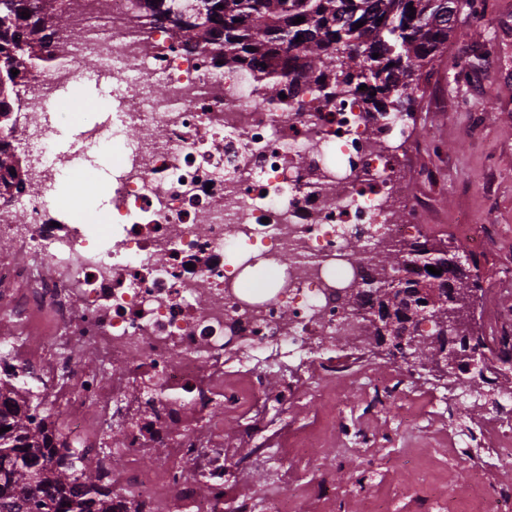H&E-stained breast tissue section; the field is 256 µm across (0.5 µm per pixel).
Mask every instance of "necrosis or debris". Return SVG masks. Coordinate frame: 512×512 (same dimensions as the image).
I'll return each instance as SVG.
<instances>
[{"mask_svg":"<svg viewBox=\"0 0 512 512\" xmlns=\"http://www.w3.org/2000/svg\"><path fill=\"white\" fill-rule=\"evenodd\" d=\"M74 24L104 33L63 44L21 84L25 100L0 149L35 170L0 200V362L24 353L38 328L43 353L27 376L69 408L73 440L87 430L90 455L127 462L112 498L127 512H336L326 474L302 483L325 440L370 445L368 421L415 395L413 370L369 383L355 421L326 397L324 430L278 441L262 416L295 403L298 374L345 375L329 348L362 336L361 288L353 246L377 256L411 240L422 211L400 182L414 150L410 119L376 111L365 97L320 98L309 87L273 110L247 71L224 70L205 48L186 49L161 28L134 30L135 0H67ZM112 74V120L67 154L32 151L52 136L53 93L87 73ZM117 155L106 224L61 222L47 193L74 161ZM484 378L464 381L491 411L479 429L490 460L472 470L476 490L461 506L454 480L407 486L415 512H512V485L490 481L512 465V384L501 386L512 353V319L489 326ZM99 363L84 364L85 352ZM288 383L269 387L272 374ZM233 420L237 441L224 438ZM275 473L273 491H240L255 463Z\"/></svg>","mask_w":512,"mask_h":512,"instance_id":"4bbe7bcc","label":"necrosis or debris"}]
</instances>
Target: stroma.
Returning <instances> with one entry per match:
<instances>
[{"label": "stroma", "instance_id": "35a3bbf8", "mask_svg": "<svg viewBox=\"0 0 512 512\" xmlns=\"http://www.w3.org/2000/svg\"><path fill=\"white\" fill-rule=\"evenodd\" d=\"M479 16L460 11L448 47L427 67L416 89V126L429 132L416 158L405 161L402 173L431 165L441 173L437 184L419 185L418 190L432 203V226L424 235L457 246L453 218L468 211L491 214L500 232L490 248L481 251L459 249L465 268L482 283L502 280L512 272V0H481ZM486 44L489 59L484 70L464 73L463 67L474 43ZM84 94L76 102L65 103L64 91H57L54 143L57 150L96 129L108 117L103 103L110 85L93 78L83 81ZM53 192L75 223L85 221L87 211L105 215L112 195V163L102 154L91 157L84 174L69 183L57 184ZM417 383L422 395L412 402L392 408L376 422L380 443L375 448H358L345 454L343 469H330L337 491L350 489L352 478L366 460H373L377 492L393 503L394 512H411L401 487L414 479L406 468V456L425 463L437 479L455 474L462 496L472 490L470 466L448 457V441L435 433V413L429 390L447 386V378L422 374ZM416 415L413 432H403L402 413Z\"/></svg>", "mask_w": 512, "mask_h": 512}]
</instances>
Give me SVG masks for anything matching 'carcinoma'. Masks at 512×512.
<instances>
[{
  "label": "carcinoma",
  "mask_w": 512,
  "mask_h": 512,
  "mask_svg": "<svg viewBox=\"0 0 512 512\" xmlns=\"http://www.w3.org/2000/svg\"><path fill=\"white\" fill-rule=\"evenodd\" d=\"M464 6L478 14L476 0H140L133 22L165 27L187 47L205 43L224 68L249 70L269 98L280 96L285 79L298 89L314 85L326 98L349 93L367 66L373 105L410 112L406 90L448 47L453 18ZM299 16L304 21L294 23ZM83 37L59 0L0 6V118L8 120L15 108L13 72L25 78L33 59L50 63L52 43ZM429 243L391 244L373 265L359 259L356 245L352 255L370 282L407 271L412 253ZM446 318L435 311L429 333H418L413 365L431 363ZM15 378L14 372L0 377V428H8L0 434V512H113L109 473L60 440L51 414L21 397Z\"/></svg>",
  "instance_id": "cac0c4a2"
}]
</instances>
